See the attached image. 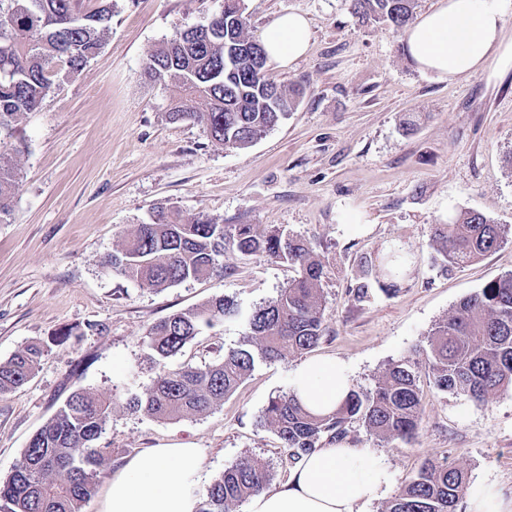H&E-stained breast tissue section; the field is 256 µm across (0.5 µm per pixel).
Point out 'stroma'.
Wrapping results in <instances>:
<instances>
[{"label":"stroma","instance_id":"stroma-1","mask_svg":"<svg viewBox=\"0 0 512 512\" xmlns=\"http://www.w3.org/2000/svg\"><path fill=\"white\" fill-rule=\"evenodd\" d=\"M224 0H114L101 53L61 76L41 108L13 134L21 153L0 145L19 174L9 223L0 224V361L62 327L35 374L0 396V477L33 434L78 387L113 398L99 440L112 456L85 512H100L115 470L149 448L204 452L195 495L244 459L265 462L271 486L293 466L271 426L269 400L288 391L303 360L344 363L353 388L373 389L387 364L424 365L426 336L465 297L512 273V237L480 261L444 273L434 266L432 231L461 210L512 229V73L440 79L410 59L403 32L360 23L351 0H245L248 34L260 39L285 12L312 26L309 50L265 66L269 79L297 85V109L252 146L212 142L204 128L167 118L173 92L146 80L147 55L189 26L207 23ZM173 205L185 219L270 224L319 254L324 335L305 355L260 364L204 415L160 421L129 408L131 383L146 385L149 325L217 296L242 310L274 299L295 272L264 257L224 253L223 273L154 290L113 274L108 255L154 209ZM410 263L397 288L356 295L368 265L390 249ZM238 321L205 331L170 367L214 363L237 344ZM421 421L410 442L379 440L352 421L346 443L373 449L388 464L389 497L428 461L467 472L468 487L512 492V390L477 403L439 391L420 376Z\"/></svg>","mask_w":512,"mask_h":512}]
</instances>
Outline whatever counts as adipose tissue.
Returning a JSON list of instances; mask_svg holds the SVG:
<instances>
[{
    "mask_svg": "<svg viewBox=\"0 0 512 512\" xmlns=\"http://www.w3.org/2000/svg\"><path fill=\"white\" fill-rule=\"evenodd\" d=\"M512 0H442L405 35L407 52L424 71L452 79L499 77L512 71V35L505 18ZM311 27L299 14L280 15L262 33L270 61L304 55ZM351 387L348 368L325 358L295 370L290 390L317 413L343 401ZM203 454L198 448H151L116 470L101 512H196L195 488ZM389 487L388 465L368 448L332 443L307 454L283 485L253 497L250 512H363Z\"/></svg>",
    "mask_w": 512,
    "mask_h": 512,
    "instance_id": "obj_1",
    "label": "adipose tissue"
}]
</instances>
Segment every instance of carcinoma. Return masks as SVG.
Returning <instances> with one entry per match:
<instances>
[{
    "label": "carcinoma",
    "mask_w": 512,
    "mask_h": 512,
    "mask_svg": "<svg viewBox=\"0 0 512 512\" xmlns=\"http://www.w3.org/2000/svg\"><path fill=\"white\" fill-rule=\"evenodd\" d=\"M78 0H0V136L35 111L64 65L81 70L103 48L112 0L82 11ZM364 23L403 31L414 23L415 0H353ZM249 20L238 0H224V14L209 29H185L152 53L144 65L151 79L177 93L167 117L202 124L211 139L234 149L251 146L294 110L301 91L266 78L263 48L252 49ZM257 57H252V52ZM19 182L15 167L0 158V224L8 222ZM509 230L486 215L462 210L434 227L435 264L447 272L496 251ZM244 258L263 256L288 264L296 276L278 296L242 313L222 296L173 313L147 330L144 343L153 376L129 406L157 420L201 415L224 401L256 365L286 361L314 348L323 335L320 288L324 264L303 240L265 224L222 225L208 217L185 222L174 207L159 206L151 222L125 236L108 256L112 273L142 288L163 289L224 271L225 249ZM407 256L390 250L378 265L379 288L399 279ZM244 319L247 332L216 363L177 368L168 359L205 330ZM47 345L39 342L0 362V395L24 385L39 367ZM427 375L443 392L474 400L512 388V273L464 298L427 334ZM418 375L407 360L392 362L370 392L350 390L336 410L313 414L291 393L272 398L260 422L273 427L289 460L298 462L322 438L340 440L346 425L362 421L381 439H412L422 413ZM112 400L85 388L74 390L30 438L11 474L0 480V512H84L111 451L97 446ZM265 463L246 460L224 470L207 489L197 512H232L263 492ZM468 474L429 462L405 482L386 512H457Z\"/></svg>",
    "instance_id": "carcinoma-1"
}]
</instances>
